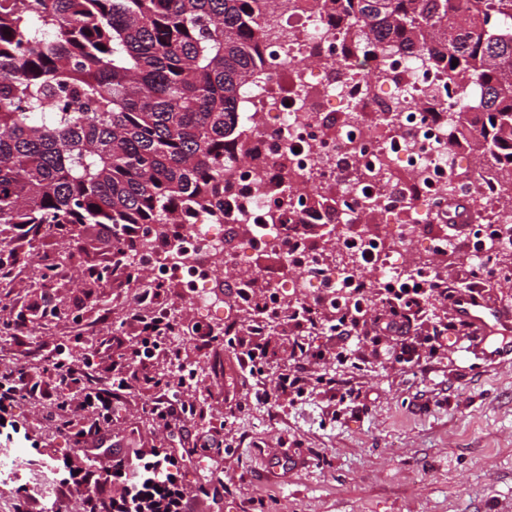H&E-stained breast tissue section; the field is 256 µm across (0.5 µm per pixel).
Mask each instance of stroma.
<instances>
[{
	"label": "stroma",
	"instance_id": "obj_1",
	"mask_svg": "<svg viewBox=\"0 0 512 512\" xmlns=\"http://www.w3.org/2000/svg\"><path fill=\"white\" fill-rule=\"evenodd\" d=\"M0 235L22 260L18 272L0 279V306L24 313L29 325L24 336L0 331V370L27 367L30 357L57 349L103 366L116 359L111 340L129 334L137 286L121 275L91 286L87 270L109 258L102 239L31 242L9 228ZM45 255L64 258L56 280L40 277ZM167 295L178 307L180 362L156 369L170 380L171 395L195 402L197 411L185 427L158 426L145 411L156 390L134 362L132 390L105 440L121 456L139 448L172 453L185 487L197 494L223 478V495L202 500V512H512V355L484 357L466 336L431 351L418 336L417 360L400 364L356 336L341 356L313 365L304 394L292 397L276 390L291 361L281 329L263 333L270 357L255 380L225 337L200 346L190 330L194 306L180 289ZM49 296L80 311L86 343L76 342L71 321L41 314ZM336 378L347 380L350 394L336 390ZM206 435L223 439V447L196 449ZM82 450L32 402L0 414V512H15L26 494L38 512L35 495L52 457ZM17 456L25 467H8Z\"/></svg>",
	"mask_w": 512,
	"mask_h": 512
}]
</instances>
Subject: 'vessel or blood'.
<instances>
[{
    "label": "vessel or blood",
    "mask_w": 512,
    "mask_h": 512,
    "mask_svg": "<svg viewBox=\"0 0 512 512\" xmlns=\"http://www.w3.org/2000/svg\"><path fill=\"white\" fill-rule=\"evenodd\" d=\"M454 311L479 335L486 357L496 358L512 351V310L492 306L483 296L464 293L458 297Z\"/></svg>",
    "instance_id": "vessel-or-blood-1"
}]
</instances>
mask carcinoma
Segmentation results:
<instances>
[{"label":"carcinoma","instance_id":"obj_1","mask_svg":"<svg viewBox=\"0 0 512 512\" xmlns=\"http://www.w3.org/2000/svg\"><path fill=\"white\" fill-rule=\"evenodd\" d=\"M362 51L420 56L479 98L448 135H470L512 208V0H320ZM261 0H0V224L24 237L91 229L133 256L147 225L178 223L224 192V157L247 156L240 87L263 57ZM457 66H452V62Z\"/></svg>","mask_w":512,"mask_h":512}]
</instances>
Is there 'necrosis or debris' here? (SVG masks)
<instances>
[{
  "mask_svg": "<svg viewBox=\"0 0 512 512\" xmlns=\"http://www.w3.org/2000/svg\"><path fill=\"white\" fill-rule=\"evenodd\" d=\"M256 23L264 58L239 97L243 133L255 156L225 164L222 203L190 211L138 253L135 264L152 285L180 289L204 333L238 301L219 297L220 269L234 271V286L242 288L256 275L244 267L247 259L270 261L279 270L248 299L264 314L310 288H323L327 300L341 303L356 285L394 287L409 279L404 245L423 244L431 256L448 251L445 232L420 234L422 225L436 221L431 201L448 197L476 198L474 223L491 226L495 235L473 238L471 261L495 267L498 281L511 283L512 267L498 257L512 252V216L503 214L493 193L478 197L472 184L454 180L460 157L448 145V115L435 118L425 109L442 95L444 74L403 52L370 54L355 60L350 72L337 73L343 39L327 24L318 0L260 11ZM394 73L399 82L391 81ZM292 171L302 185L283 206L271 188ZM356 172L363 179L346 194L340 209L346 221L332 241H303L300 225L329 219L324 192ZM367 191L378 200L372 226L362 208ZM232 224L247 226L246 237L229 239ZM364 249L377 254L375 264L357 263Z\"/></svg>",
  "mask_w": 512,
  "mask_h": 512,
  "instance_id": "obj_1",
  "label": "necrosis or debris"
}]
</instances>
